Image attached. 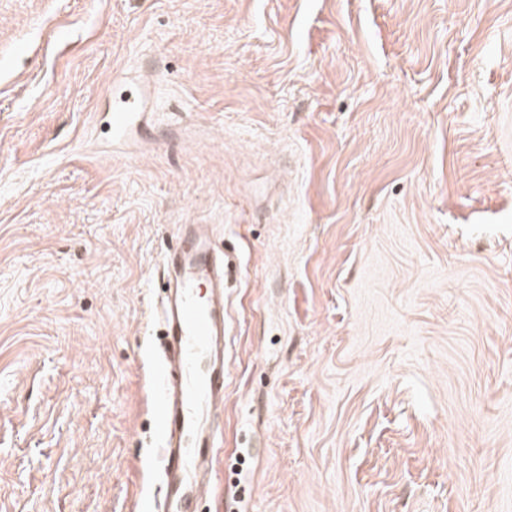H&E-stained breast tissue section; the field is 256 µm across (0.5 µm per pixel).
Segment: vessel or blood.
I'll list each match as a JSON object with an SVG mask.
<instances>
[{"label":"vessel or blood","mask_w":512,"mask_h":512,"mask_svg":"<svg viewBox=\"0 0 512 512\" xmlns=\"http://www.w3.org/2000/svg\"><path fill=\"white\" fill-rule=\"evenodd\" d=\"M144 121L137 98H123L111 116L113 140ZM169 293L165 341L153 355L159 472L164 486L154 512H193L205 490L202 469H214L222 439L215 423L224 403V263L208 225L186 224L165 257Z\"/></svg>","instance_id":"b4317fda"}]
</instances>
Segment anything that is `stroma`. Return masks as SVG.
Masks as SVG:
<instances>
[{
  "label": "stroma",
  "instance_id": "stroma-1",
  "mask_svg": "<svg viewBox=\"0 0 512 512\" xmlns=\"http://www.w3.org/2000/svg\"><path fill=\"white\" fill-rule=\"evenodd\" d=\"M183 224L225 254L195 512H512V0H0V512H140ZM122 104L112 113L110 127L112 139L120 141L138 129L144 121L145 112L140 111L139 100L135 97L122 99Z\"/></svg>",
  "mask_w": 512,
  "mask_h": 512
}]
</instances>
